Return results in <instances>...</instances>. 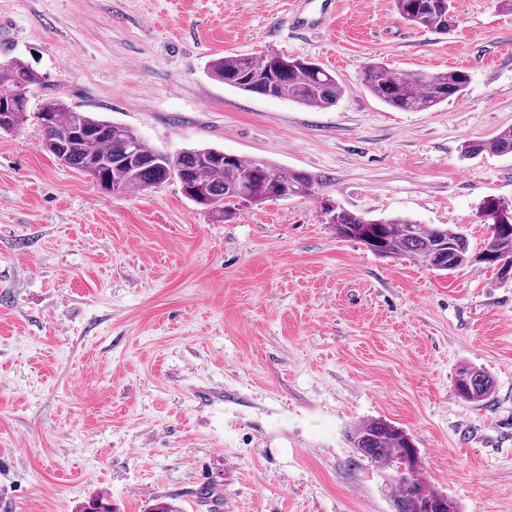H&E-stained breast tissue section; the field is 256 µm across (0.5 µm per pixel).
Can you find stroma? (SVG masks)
<instances>
[{"mask_svg":"<svg viewBox=\"0 0 512 512\" xmlns=\"http://www.w3.org/2000/svg\"><path fill=\"white\" fill-rule=\"evenodd\" d=\"M334 2L0 0V62H29L71 108L162 154L217 147L321 181L217 222L175 179L101 190L44 150L36 118L0 133V512L99 496L207 512L205 482L231 512H394V471L347 440L370 418L411 435L460 512H512V280L378 257L321 213L327 199L483 246L479 206L512 204V155L461 147L512 127V11L454 0L441 34L393 0ZM268 53L334 71L343 96L308 108L208 74ZM371 62L470 82L398 111L362 87ZM463 365L491 374L487 401L458 397Z\"/></svg>","mask_w":512,"mask_h":512,"instance_id":"35a3bbf8","label":"stroma"}]
</instances>
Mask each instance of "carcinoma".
<instances>
[{
	"label": "carcinoma",
	"mask_w": 512,
	"mask_h": 512,
	"mask_svg": "<svg viewBox=\"0 0 512 512\" xmlns=\"http://www.w3.org/2000/svg\"><path fill=\"white\" fill-rule=\"evenodd\" d=\"M399 16L408 23L438 33L455 24L452 0H394ZM209 74L243 92L296 102L311 108L336 104L345 87L336 75L303 58L268 54L256 58L228 55L209 65ZM361 85L384 104L403 111H425L460 96L469 76L460 70L398 74L380 62L366 65ZM46 83L30 63L11 60L0 63V132H15L28 120V96ZM49 113L44 127V148L63 164L77 169L109 192L143 191L177 178L184 196L220 221L228 222L239 205L238 190L250 186V203L286 200L313 195L318 179L308 172L280 171L264 160L224 157L212 147L185 151L175 157L158 153L139 142L129 154L118 130L133 131L77 111L53 98L41 99L37 111ZM484 152L512 154V127L500 130L486 142L463 145L466 157ZM325 221L340 238L356 240L381 258L409 256L425 265L455 271L469 264L496 269L499 279L512 270V223L498 224L484 247L470 248L461 233L442 227L417 224L407 218L373 220L337 207L322 206ZM458 396L471 403L484 401L492 392L493 379L480 369L460 367L454 379ZM351 447L377 463L403 473L391 484L395 512H459L457 503L438 491L419 472L413 440L402 428L382 419L363 421L349 435Z\"/></svg>",
	"instance_id": "carcinoma-1"
}]
</instances>
